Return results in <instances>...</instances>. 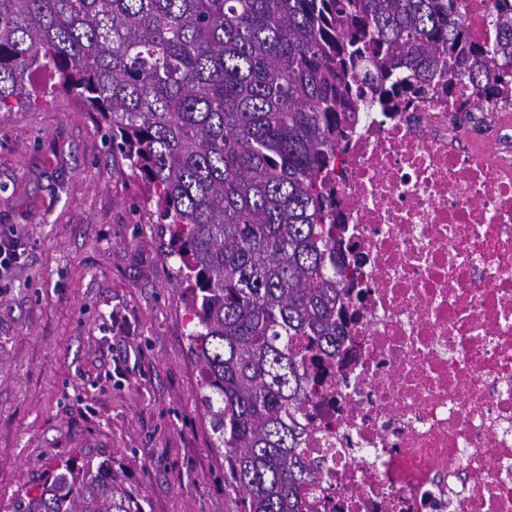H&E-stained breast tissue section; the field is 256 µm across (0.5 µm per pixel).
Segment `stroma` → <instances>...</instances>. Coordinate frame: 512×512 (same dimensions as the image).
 Returning <instances> with one entry per match:
<instances>
[{"label": "stroma", "instance_id": "1", "mask_svg": "<svg viewBox=\"0 0 512 512\" xmlns=\"http://www.w3.org/2000/svg\"><path fill=\"white\" fill-rule=\"evenodd\" d=\"M0 503L46 465L120 463L147 512H241L212 448L156 206L67 96L0 112Z\"/></svg>", "mask_w": 512, "mask_h": 512}]
</instances>
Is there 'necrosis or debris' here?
Masks as SVG:
<instances>
[{
    "label": "necrosis or debris",
    "mask_w": 512,
    "mask_h": 512,
    "mask_svg": "<svg viewBox=\"0 0 512 512\" xmlns=\"http://www.w3.org/2000/svg\"><path fill=\"white\" fill-rule=\"evenodd\" d=\"M336 154L361 298L302 412L304 512H512V80L356 113Z\"/></svg>",
    "instance_id": "1"
}]
</instances>
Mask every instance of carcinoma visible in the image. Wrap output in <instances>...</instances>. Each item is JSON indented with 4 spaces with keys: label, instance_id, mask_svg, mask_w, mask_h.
Instances as JSON below:
<instances>
[{
    "label": "carcinoma",
    "instance_id": "cac0c4a2",
    "mask_svg": "<svg viewBox=\"0 0 512 512\" xmlns=\"http://www.w3.org/2000/svg\"><path fill=\"white\" fill-rule=\"evenodd\" d=\"M470 41L465 0H0V112L32 75L100 116L169 234L188 352L244 512H304L299 420L347 317L331 174L348 113L512 64V0ZM8 512H145L112 459L70 458Z\"/></svg>",
    "mask_w": 512,
    "mask_h": 512
}]
</instances>
